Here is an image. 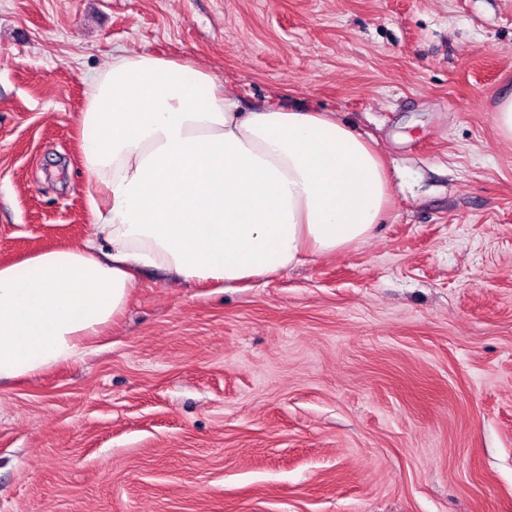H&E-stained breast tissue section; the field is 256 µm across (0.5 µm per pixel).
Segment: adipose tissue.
Segmentation results:
<instances>
[{
	"mask_svg": "<svg viewBox=\"0 0 512 512\" xmlns=\"http://www.w3.org/2000/svg\"><path fill=\"white\" fill-rule=\"evenodd\" d=\"M95 237L0 264V382L83 358L153 267L230 289L370 237L374 145L336 116L243 112L190 61L121 52L78 118Z\"/></svg>",
	"mask_w": 512,
	"mask_h": 512,
	"instance_id": "adipose-tissue-1",
	"label": "adipose tissue"
}]
</instances>
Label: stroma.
<instances>
[{
    "instance_id": "35a3bbf8",
    "label": "stroma",
    "mask_w": 512,
    "mask_h": 512,
    "mask_svg": "<svg viewBox=\"0 0 512 512\" xmlns=\"http://www.w3.org/2000/svg\"><path fill=\"white\" fill-rule=\"evenodd\" d=\"M120 51L336 114L388 208L235 290L143 269L97 352L0 384V512H512V0H0V263L95 235ZM495 112L499 135L506 140H512V92L500 97Z\"/></svg>"
}]
</instances>
